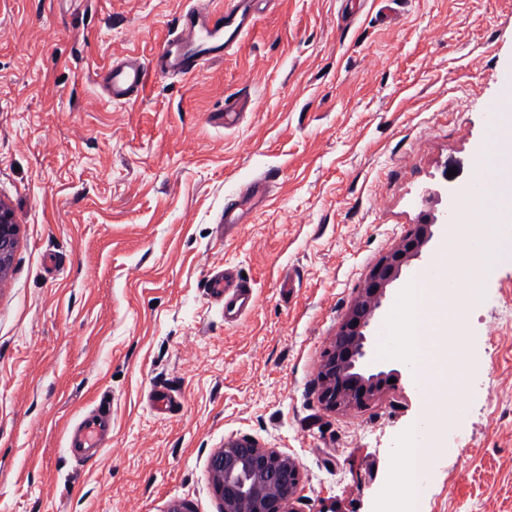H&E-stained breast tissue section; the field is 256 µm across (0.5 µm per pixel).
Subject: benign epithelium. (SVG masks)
Here are the masks:
<instances>
[{
  "mask_svg": "<svg viewBox=\"0 0 512 512\" xmlns=\"http://www.w3.org/2000/svg\"><path fill=\"white\" fill-rule=\"evenodd\" d=\"M438 220L454 224V206H449L441 218L416 225L370 272L320 371V400L327 408L364 407L394 377L392 371L368 370L374 362L375 345L368 341L366 331L382 306L387 287L400 277L404 265L421 255L434 236L432 226ZM19 232L15 212L0 201V282L9 271ZM209 468L221 512H299V464L276 448L255 438L238 437L211 456Z\"/></svg>",
  "mask_w": 512,
  "mask_h": 512,
  "instance_id": "7a95c632",
  "label": "benign epithelium"
}]
</instances>
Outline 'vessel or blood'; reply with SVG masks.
Here are the masks:
<instances>
[{"label": "vessel or blood", "instance_id": "vessel-or-blood-1", "mask_svg": "<svg viewBox=\"0 0 512 512\" xmlns=\"http://www.w3.org/2000/svg\"><path fill=\"white\" fill-rule=\"evenodd\" d=\"M252 16L243 0H224L218 12L188 9L179 18L175 34L151 56L148 63L121 62L113 65L105 83L113 101L127 103L136 100L148 72L161 75L188 77L203 70L211 61L223 56L249 29ZM261 192L260 184L247 186L224 208L223 223H237L239 213L251 199ZM209 294L224 303V315L234 319L254 304L252 288L238 282L226 271L210 275L206 281ZM106 417L97 409L85 414L77 430L84 447H94Z\"/></svg>", "mask_w": 512, "mask_h": 512}]
</instances>
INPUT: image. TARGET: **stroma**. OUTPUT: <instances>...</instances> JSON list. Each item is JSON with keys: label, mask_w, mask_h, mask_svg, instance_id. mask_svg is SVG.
Segmentation results:
<instances>
[{"label": "stroma", "mask_w": 512, "mask_h": 512, "mask_svg": "<svg viewBox=\"0 0 512 512\" xmlns=\"http://www.w3.org/2000/svg\"><path fill=\"white\" fill-rule=\"evenodd\" d=\"M224 0H0V199L20 222L0 286V512H220L212 454L248 435L295 457L301 512H373L426 393L399 380L327 409L318 375L379 260L463 201L512 77V0H252L255 25L196 76L148 59L193 6ZM264 177L241 223L225 204ZM388 287L446 257L445 227ZM244 276L239 321L206 292ZM512 256L485 276L443 392L457 445L418 482L426 512H512ZM178 401L168 415L152 391ZM108 405L104 448L66 443Z\"/></svg>", "instance_id": "obj_1"}]
</instances>
